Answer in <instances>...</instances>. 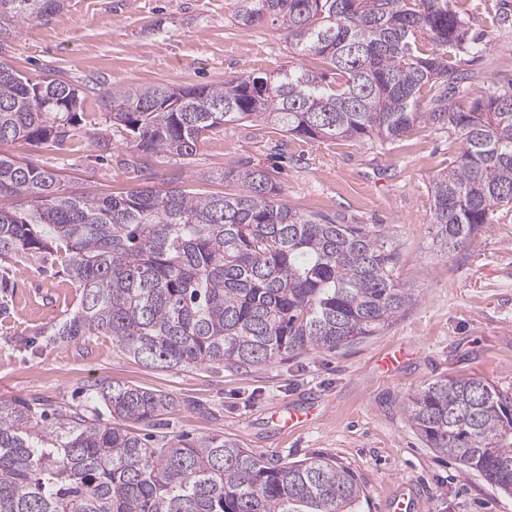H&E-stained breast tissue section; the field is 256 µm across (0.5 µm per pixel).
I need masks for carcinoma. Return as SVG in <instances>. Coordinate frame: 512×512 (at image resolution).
Instances as JSON below:
<instances>
[{
  "instance_id": "1",
  "label": "carcinoma",
  "mask_w": 512,
  "mask_h": 512,
  "mask_svg": "<svg viewBox=\"0 0 512 512\" xmlns=\"http://www.w3.org/2000/svg\"><path fill=\"white\" fill-rule=\"evenodd\" d=\"M66 0H0V47ZM235 20L269 18L288 47L325 64L316 73L251 72L221 84L103 88L112 129L132 165L193 156L227 124L262 121L316 139H399L417 127L454 130L463 148L431 183L434 251L467 247L494 212L512 209V94L448 106L444 83L469 80L450 62L480 55L453 0H239ZM0 51V145L64 144L83 122L71 81L20 77ZM436 89L427 109L423 88ZM219 179L238 193L143 186L119 195L68 194L57 175L0 154V288L10 261L58 264L79 307L52 332L62 342L109 336L156 368L266 365L378 336L415 303L400 255L375 224L303 212L263 169ZM99 412L0 401V512H357L356 476L313 456L272 463L220 435H155L181 403L125 383L94 389ZM404 411L427 447L512 495V397L476 377L440 378Z\"/></svg>"
}]
</instances>
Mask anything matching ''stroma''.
Masks as SVG:
<instances>
[{
	"label": "stroma",
	"instance_id": "1",
	"mask_svg": "<svg viewBox=\"0 0 512 512\" xmlns=\"http://www.w3.org/2000/svg\"><path fill=\"white\" fill-rule=\"evenodd\" d=\"M238 0H66L49 22L22 26L7 54L38 81L60 73L85 89L84 111L104 123L93 88L218 84L260 70L321 67L289 51L285 30L265 20L239 26ZM480 57L459 54L469 90L450 94L469 107L475 91L512 92V0H457ZM454 132L421 127L393 142L323 141L255 122L206 135L195 155L152 159L156 188L170 180L194 193L227 192L214 175L245 165L270 171L284 199L303 210L379 224L401 253L418 298L381 335L328 352L312 351L246 369L167 370L146 366L106 336L54 341L51 330L76 310L79 293L60 266L20 262L0 320V400L48 407L85 404L92 386L121 382L181 400L170 434L221 435L256 456L291 463L323 456L349 468L365 488L358 512H392L406 493L418 512H512V496L452 457L428 448L407 420L405 398L451 375L479 377L512 395V210H499L468 248L447 256L430 248L429 183L456 159ZM0 154L54 170L69 193L106 195L143 185L134 152L113 135L100 154L88 142L61 147L22 142ZM312 410L302 428L284 421Z\"/></svg>",
	"mask_w": 512,
	"mask_h": 512
}]
</instances>
